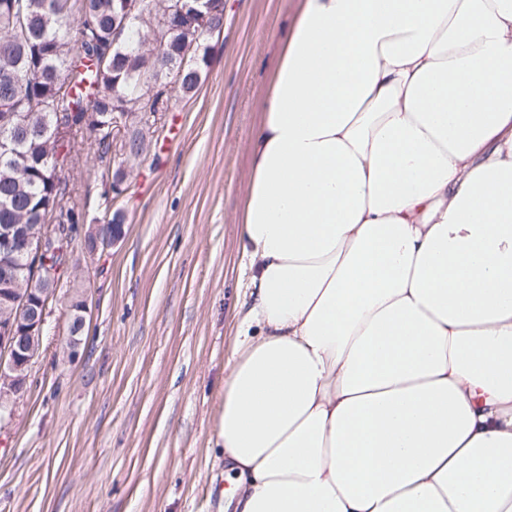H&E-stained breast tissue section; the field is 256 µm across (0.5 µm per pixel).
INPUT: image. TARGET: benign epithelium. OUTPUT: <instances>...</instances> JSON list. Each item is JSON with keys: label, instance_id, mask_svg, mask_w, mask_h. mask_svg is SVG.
Returning a JSON list of instances; mask_svg holds the SVG:
<instances>
[{"label": "benign epithelium", "instance_id": "benign-epithelium-1", "mask_svg": "<svg viewBox=\"0 0 512 512\" xmlns=\"http://www.w3.org/2000/svg\"><path fill=\"white\" fill-rule=\"evenodd\" d=\"M80 238L93 243L94 256L111 248L123 235V225L113 224L100 236L99 225L81 224ZM68 225L54 224L43 228L36 224H4L0 226V433L11 426L15 404L27 392L30 367L37 356L44 328L57 299L58 282L49 268L47 249L66 243ZM27 265H19V255ZM69 336L66 355L75 357L83 343L87 305L74 307L71 301Z\"/></svg>", "mask_w": 512, "mask_h": 512}]
</instances>
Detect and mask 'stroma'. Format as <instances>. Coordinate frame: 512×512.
I'll return each instance as SVG.
<instances>
[{"mask_svg": "<svg viewBox=\"0 0 512 512\" xmlns=\"http://www.w3.org/2000/svg\"><path fill=\"white\" fill-rule=\"evenodd\" d=\"M205 81L173 96L115 206L122 240L59 286L29 390L0 433V512H224L217 442L248 264L239 247L250 140L299 0H224ZM103 163L80 206L105 220ZM81 291L85 344L64 353Z\"/></svg>", "mask_w": 512, "mask_h": 512, "instance_id": "1", "label": "stroma"}]
</instances>
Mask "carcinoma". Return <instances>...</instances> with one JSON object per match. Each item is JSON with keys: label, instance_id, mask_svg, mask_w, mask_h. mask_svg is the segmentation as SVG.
Returning a JSON list of instances; mask_svg holds the SVG:
<instances>
[{"label": "carcinoma", "instance_id": "cac0c4a2", "mask_svg": "<svg viewBox=\"0 0 512 512\" xmlns=\"http://www.w3.org/2000/svg\"><path fill=\"white\" fill-rule=\"evenodd\" d=\"M0 0V225L78 224L83 152L136 164L144 115L196 93L224 0Z\"/></svg>", "mask_w": 512, "mask_h": 512}]
</instances>
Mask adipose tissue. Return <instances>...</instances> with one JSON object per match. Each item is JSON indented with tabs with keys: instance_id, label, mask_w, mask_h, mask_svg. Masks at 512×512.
Returning a JSON list of instances; mask_svg holds the SVG:
<instances>
[{
	"instance_id": "1",
	"label": "adipose tissue",
	"mask_w": 512,
	"mask_h": 512,
	"mask_svg": "<svg viewBox=\"0 0 512 512\" xmlns=\"http://www.w3.org/2000/svg\"><path fill=\"white\" fill-rule=\"evenodd\" d=\"M251 155L235 512H512V0H300Z\"/></svg>"
}]
</instances>
